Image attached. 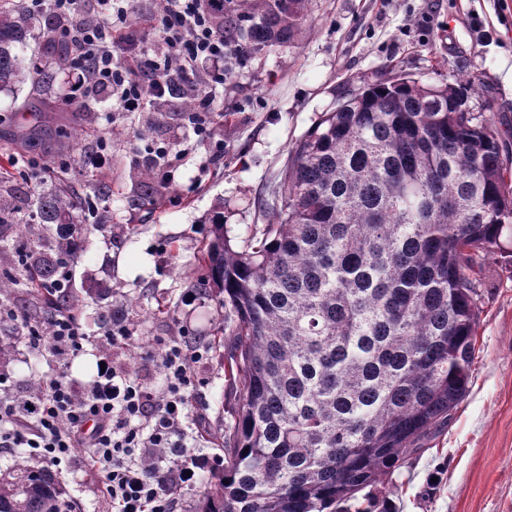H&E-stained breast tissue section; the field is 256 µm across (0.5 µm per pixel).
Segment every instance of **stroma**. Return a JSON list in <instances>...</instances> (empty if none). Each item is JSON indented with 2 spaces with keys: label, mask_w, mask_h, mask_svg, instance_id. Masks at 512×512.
<instances>
[{
  "label": "stroma",
  "mask_w": 512,
  "mask_h": 512,
  "mask_svg": "<svg viewBox=\"0 0 512 512\" xmlns=\"http://www.w3.org/2000/svg\"><path fill=\"white\" fill-rule=\"evenodd\" d=\"M307 14L293 44L246 55L234 66L224 111L213 117L224 142L220 161H209L197 143L181 97L119 112L105 88L86 98L91 121L67 156L71 186L96 201L104 218L79 239L75 258L74 287L92 291L80 311L86 331L101 336L107 313L122 311L134 340L113 349V357L158 389L164 377L147 357L160 354L173 333L206 348L194 366L201 384L189 401L187 453L214 462L219 451L200 428L224 422V366L213 345L224 309L216 297L192 291L199 276L194 257L214 217L223 215L230 235L241 239L267 224L272 190L295 142L352 90L385 75L461 87L469 106L512 140V0H308ZM40 119L60 130L72 113L27 81L0 92V139ZM160 147L174 153L172 180L148 190L132 173L158 170ZM103 148L112 156L109 166H88ZM26 156L16 178L0 181V197L48 187L44 168L57 166L55 150L37 145ZM33 209L24 203L20 223L0 226L1 278L20 275L17 252L42 231L29 221ZM483 280L469 391L427 450L375 487L377 512H512V260L489 258ZM130 296L137 302L129 307ZM9 305L15 315L0 317V340L14 337L16 350L4 371L14 393L23 394L57 364L32 353L20 335V320L35 317L30 299L19 294ZM84 458L74 454L54 471L75 512H109L103 475Z\"/></svg>",
  "instance_id": "1"
}]
</instances>
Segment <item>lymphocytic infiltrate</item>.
<instances>
[{
  "label": "lymphocytic infiltrate",
  "instance_id": "obj_1",
  "mask_svg": "<svg viewBox=\"0 0 512 512\" xmlns=\"http://www.w3.org/2000/svg\"><path fill=\"white\" fill-rule=\"evenodd\" d=\"M125 2L27 0L32 14L55 18L54 35L74 47L68 66L75 79L66 103L82 105L89 91L108 87L119 111L143 112L179 88L197 102L190 117L195 134L209 142L213 158H223L224 143L213 138L210 116L223 111L217 91L231 59L243 53L211 22L224 0H161L151 34L128 25ZM117 49L132 59V66L115 63ZM51 325L47 334L41 325L22 322L30 351L57 358L83 352L89 335L79 319L63 311ZM204 354V348L187 349L178 339L166 343L161 353L164 388L159 392L116 367L106 353L100 356L104 369L96 371L80 395L63 370L44 377L27 397L11 395L6 376L0 375V447L25 448L54 464L69 459L74 449H88L89 463L104 475L112 512H176L172 488L194 485L205 458L196 455L172 468L160 457L151 473L141 462L155 448L182 453L188 399L197 388L193 365Z\"/></svg>",
  "mask_w": 512,
  "mask_h": 512
}]
</instances>
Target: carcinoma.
Listing matches in <instances>:
<instances>
[{
  "label": "carcinoma",
  "mask_w": 512,
  "mask_h": 512,
  "mask_svg": "<svg viewBox=\"0 0 512 512\" xmlns=\"http://www.w3.org/2000/svg\"><path fill=\"white\" fill-rule=\"evenodd\" d=\"M308 0H224L216 25L251 53L292 43ZM38 17L0 0V91L56 77L20 54ZM46 48L71 56L54 37ZM460 88L406 75L349 93L293 146L260 234L237 242L212 224L196 257L200 291L218 296L217 328L233 399L211 434L224 467L204 477L192 512H371L362 494L425 451L469 391L480 322V272L512 258V168L502 136L465 111ZM51 136L37 125L14 149ZM55 227L31 251L25 280L48 329L84 303L43 288L78 219L58 183L35 201ZM0 512H74L56 476L26 452L0 470Z\"/></svg>",
  "instance_id": "1"
}]
</instances>
